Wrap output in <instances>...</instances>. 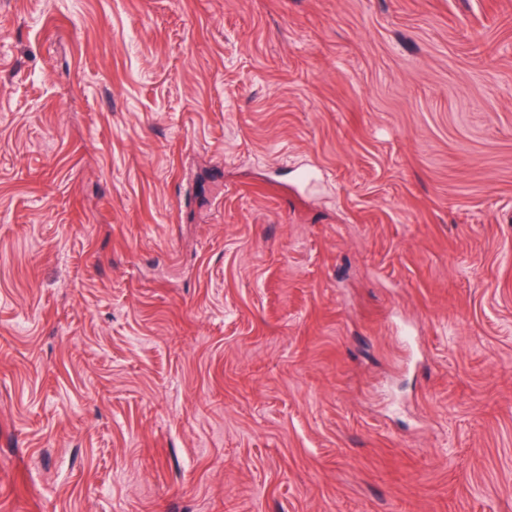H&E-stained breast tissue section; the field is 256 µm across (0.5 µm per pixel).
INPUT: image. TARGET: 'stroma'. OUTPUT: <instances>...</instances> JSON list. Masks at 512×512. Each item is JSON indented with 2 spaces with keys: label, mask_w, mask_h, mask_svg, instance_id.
Segmentation results:
<instances>
[{
  "label": "stroma",
  "mask_w": 512,
  "mask_h": 512,
  "mask_svg": "<svg viewBox=\"0 0 512 512\" xmlns=\"http://www.w3.org/2000/svg\"><path fill=\"white\" fill-rule=\"evenodd\" d=\"M0 512H512V0H0Z\"/></svg>",
  "instance_id": "35a3bbf8"
}]
</instances>
